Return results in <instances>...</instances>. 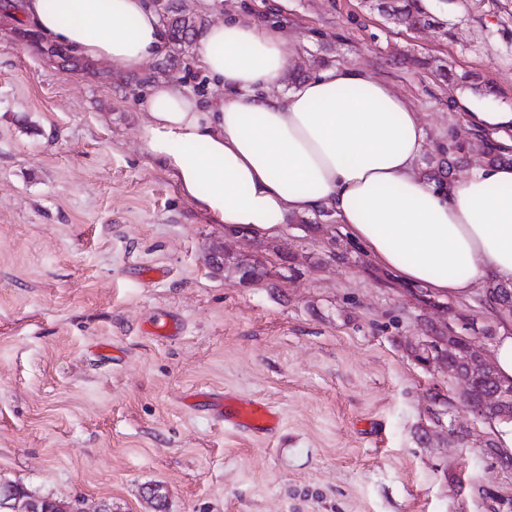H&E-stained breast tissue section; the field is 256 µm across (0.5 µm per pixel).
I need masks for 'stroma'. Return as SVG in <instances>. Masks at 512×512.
<instances>
[{
    "label": "stroma",
    "instance_id": "stroma-1",
    "mask_svg": "<svg viewBox=\"0 0 512 512\" xmlns=\"http://www.w3.org/2000/svg\"><path fill=\"white\" fill-rule=\"evenodd\" d=\"M197 28L228 17L284 31L280 92L347 64L405 96L420 173L460 142L457 175L512 152V0H433L414 32L374 0H172ZM0 9V479L115 512H512L496 424L422 360L437 336L489 350L483 299L399 281L328 213L232 236L185 199L141 141L154 83L222 98L194 43L129 69L62 70ZM477 73L492 92L457 86ZM260 259L242 285L205 258ZM175 320L176 334L153 324ZM269 403L268 436L226 429L212 397Z\"/></svg>",
    "mask_w": 512,
    "mask_h": 512
}]
</instances>
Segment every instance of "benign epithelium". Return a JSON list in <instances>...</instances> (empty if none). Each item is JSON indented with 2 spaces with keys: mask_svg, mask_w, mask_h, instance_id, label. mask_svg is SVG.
<instances>
[{
  "mask_svg": "<svg viewBox=\"0 0 512 512\" xmlns=\"http://www.w3.org/2000/svg\"><path fill=\"white\" fill-rule=\"evenodd\" d=\"M448 370L463 381L475 378L483 383V390L477 401L467 388L460 394L463 407L474 417L487 419L501 416L504 418L512 413L506 404L507 398H512V383H503L499 380L492 363L477 347L470 346L462 359L448 361Z\"/></svg>",
  "mask_w": 512,
  "mask_h": 512,
  "instance_id": "7a95c632",
  "label": "benign epithelium"
}]
</instances>
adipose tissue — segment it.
<instances>
[{
  "mask_svg": "<svg viewBox=\"0 0 512 512\" xmlns=\"http://www.w3.org/2000/svg\"><path fill=\"white\" fill-rule=\"evenodd\" d=\"M17 15L86 59L130 68L167 40L149 0H20ZM286 46L275 28L211 24L195 62L223 84V98L152 86L143 144L181 193L229 235L272 236L295 216L330 212L379 265L456 301L512 285V165L435 187L417 169V113L364 71L334 66L271 94L288 67Z\"/></svg>",
  "mask_w": 512,
  "mask_h": 512,
  "instance_id": "obj_1",
  "label": "adipose tissue"
}]
</instances>
